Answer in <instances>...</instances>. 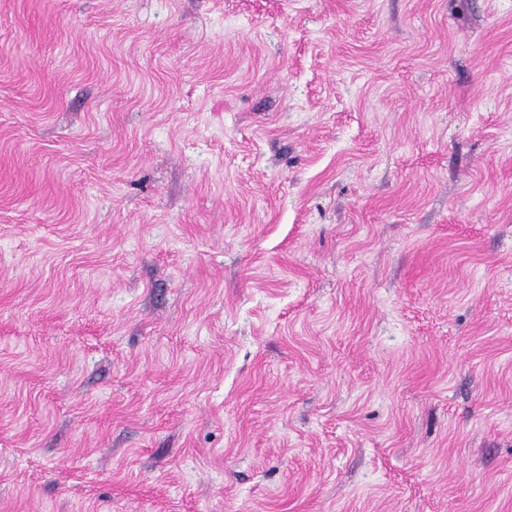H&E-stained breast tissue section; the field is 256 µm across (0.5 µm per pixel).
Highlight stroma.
<instances>
[{
  "label": "stroma",
  "instance_id": "35a3bbf8",
  "mask_svg": "<svg viewBox=\"0 0 512 512\" xmlns=\"http://www.w3.org/2000/svg\"><path fill=\"white\" fill-rule=\"evenodd\" d=\"M0 512H512V0H0Z\"/></svg>",
  "mask_w": 512,
  "mask_h": 512
}]
</instances>
